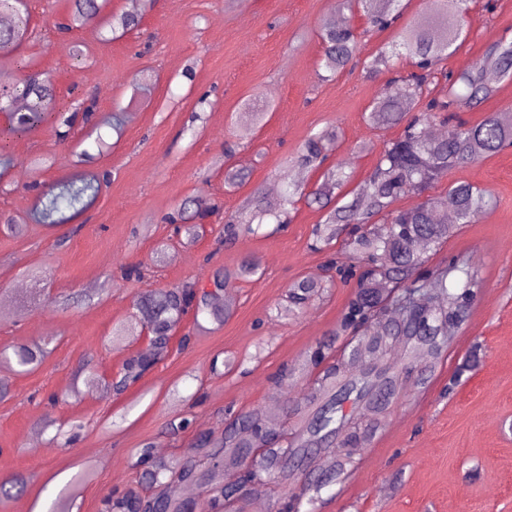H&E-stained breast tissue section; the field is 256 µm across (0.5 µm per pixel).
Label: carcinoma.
<instances>
[{"instance_id": "cac0c4a2", "label": "carcinoma", "mask_w": 512, "mask_h": 512, "mask_svg": "<svg viewBox=\"0 0 512 512\" xmlns=\"http://www.w3.org/2000/svg\"><path fill=\"white\" fill-rule=\"evenodd\" d=\"M360 12L377 29L395 21L401 0H339ZM469 0H426L427 11L438 23L414 26L402 31L392 50H379L365 63L367 72L377 75L395 70L389 87L371 105L367 121L384 125L406 120L400 137L381 152L374 171L363 183L348 192L350 199L338 205L346 173L337 163L325 171L322 181L308 191L291 183L274 209L261 197L253 201L251 220L263 223L281 216L306 199L323 211L322 223L314 230L315 245H328L345 230H350L347 250L338 258L341 265L352 259L363 261L357 289L346 304L339 332L354 337L356 348L336 351L321 345L309 355L318 369L307 383L294 412L302 414L292 435L274 427L266 415L254 409L230 419L224 437L213 441L200 438L205 465L176 462L153 456L150 447L141 449L142 479L154 488L147 496L127 493L112 499V512H192L182 498L180 485L205 483L217 492L203 507L205 512H228L245 502L246 488L265 483L278 495L277 512H302L317 500L322 490L343 483L355 466L349 449L357 448L368 435L385 426L387 411L406 390L415 364L427 369L444 359L448 342L468 317L477 296L479 262L469 255H448L441 265L427 264L426 254L448 243L453 227L439 211L451 208L459 224H472L496 204L484 190L468 182L448 185V196L439 199L427 194L431 185L448 176L455 167L467 166L512 145V116L487 115L479 124H449L451 114L461 106L474 108L491 94L486 73L495 70L512 75V41L499 39L466 71L443 77L446 93L431 96L439 65L454 52L453 46L464 32ZM0 13L13 17L8 28L0 29V56L7 57L29 38L30 15L25 0H0ZM98 0H74L71 14L55 20L60 33L72 31L76 24L97 20ZM140 24L137 13L112 15L107 25L112 31L126 32ZM323 79L335 77L353 61L358 51V36L350 26H326L321 31ZM399 58L411 65L403 74L396 70ZM19 83L0 89V110L5 112L16 100L25 101L20 121L0 131V165H9L7 144L53 120L55 135L64 140L71 126L69 110L57 106L54 89L31 61L20 65ZM413 116L405 119L406 113ZM448 125L440 137L430 134L436 123ZM336 132L325 130L310 136L302 146L299 163L320 166L331 150ZM101 189L96 175L62 178L42 192L36 207L41 224H62L84 212ZM414 194L421 201L405 210L393 208L402 196ZM253 231L252 224L230 216L225 219L224 242L230 243ZM220 289L198 292L186 285L169 288L139 301L152 334L150 345L126 364L124 377L115 390L126 386L150 370L167 347L180 317L193 311L194 317L224 321L229 307L219 305ZM317 284L300 281L288 289V310L296 311L318 294ZM390 336H400L407 345L404 369L392 362ZM45 350L38 343L20 344L13 356L0 361L24 372L37 368ZM332 464L315 484H304L288 491L303 472L322 470L319 454Z\"/></svg>"}]
</instances>
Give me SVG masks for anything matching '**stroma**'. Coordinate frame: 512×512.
Wrapping results in <instances>:
<instances>
[{"label": "stroma", "mask_w": 512, "mask_h": 512, "mask_svg": "<svg viewBox=\"0 0 512 512\" xmlns=\"http://www.w3.org/2000/svg\"><path fill=\"white\" fill-rule=\"evenodd\" d=\"M28 7L32 35L17 56L50 75L57 98L93 96L96 116L94 126L73 124L64 142L48 127L15 138L14 162L0 171V216L19 224L0 228V351L51 341L32 372L0 364V483L24 481L0 494V512H50L61 499L69 512H110L113 493L149 491L136 465L143 444L200 461L198 438L222 437L226 411L282 412L300 397L307 379L277 380L284 364L321 343L342 348L336 328L356 282L331 279L327 269L341 241L310 247L321 210L299 202L291 223L261 225L230 245L224 218L248 211L258 193L278 205L291 181L315 188L321 169L296 157L327 127L339 132L331 158L344 162L351 184L366 179L403 130L365 120L390 75L370 77L357 65L320 79L319 29L343 16L362 30L365 59L429 15L423 0H407L393 27L369 33L365 17L340 12L336 0H153L125 34L95 25L62 36L48 23L71 13L72 0ZM502 37L512 40V0H471L443 68L467 70ZM94 127L107 148L79 161L73 151ZM229 166L245 174L242 185H225ZM105 170L111 180L85 213L34 223L38 191ZM459 181L488 189L497 204L460 225L430 263L452 252L478 256L479 297L429 386L400 394L356 469L323 491L315 512H512V148L450 171L430 194L445 196ZM198 199L219 213L197 220L189 204ZM179 211L194 236L175 235L167 218ZM252 261L259 273L235 278ZM131 266L143 278H122ZM218 277L233 296L231 316L198 327L185 315L162 359L114 391L125 363L150 343L134 300ZM301 279L318 283L319 294L282 315ZM476 343L479 367L459 373ZM454 375L459 383L445 394ZM51 395L58 402L49 411Z\"/></svg>", "instance_id": "stroma-1"}]
</instances>
